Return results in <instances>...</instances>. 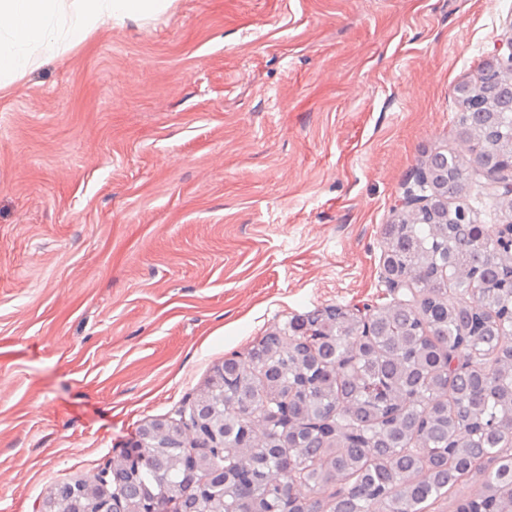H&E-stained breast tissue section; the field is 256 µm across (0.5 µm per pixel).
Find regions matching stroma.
Segmentation results:
<instances>
[{
	"instance_id": "obj_1",
	"label": "stroma",
	"mask_w": 512,
	"mask_h": 512,
	"mask_svg": "<svg viewBox=\"0 0 512 512\" xmlns=\"http://www.w3.org/2000/svg\"><path fill=\"white\" fill-rule=\"evenodd\" d=\"M512 0H172L0 88V512H38L224 359L394 301L383 228ZM476 220L511 218L478 169Z\"/></svg>"
}]
</instances>
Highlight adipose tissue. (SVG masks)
<instances>
[{
	"label": "adipose tissue",
	"mask_w": 512,
	"mask_h": 512,
	"mask_svg": "<svg viewBox=\"0 0 512 512\" xmlns=\"http://www.w3.org/2000/svg\"><path fill=\"white\" fill-rule=\"evenodd\" d=\"M166 5L167 0H75L68 14L61 0H0V78L25 71L39 50L73 46L108 21L142 18Z\"/></svg>",
	"instance_id": "1"
}]
</instances>
